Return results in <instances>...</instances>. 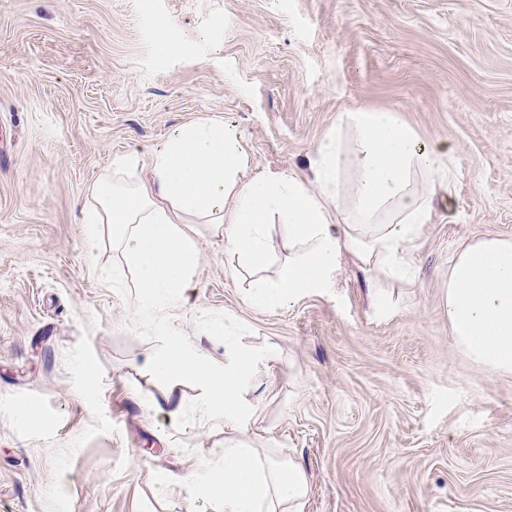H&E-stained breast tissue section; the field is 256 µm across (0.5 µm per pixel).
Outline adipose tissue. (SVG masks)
I'll list each match as a JSON object with an SVG mask.
<instances>
[{"label":"adipose tissue","instance_id":"obj_1","mask_svg":"<svg viewBox=\"0 0 512 512\" xmlns=\"http://www.w3.org/2000/svg\"><path fill=\"white\" fill-rule=\"evenodd\" d=\"M453 150L427 145L387 110L343 113L335 133L314 152L311 176L248 179L247 156L236 131L202 120L180 126L142 162L116 155L91 188L84 211L86 247L110 237L135 274L137 309L158 314L187 303L195 288L200 250L197 224H213L226 248L262 266L269 231L285 254L275 277L255 280L246 299L275 312L306 290L329 284L342 253L359 265L405 278L413 244L438 194L456 172ZM448 325L456 345L493 373H512V239L488 236L463 246L448 269ZM272 352L239 353L224 335V358L198 352L184 337H168L145 364L163 381L147 409L172 424L185 417L176 387L199 382L201 408L224 419V460L199 465L181 480L196 499L218 512H302L308 478L292 461L260 451L245 437L262 397L246 381Z\"/></svg>","mask_w":512,"mask_h":512}]
</instances>
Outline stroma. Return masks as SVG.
<instances>
[{"instance_id":"1","label":"stroma","mask_w":512,"mask_h":512,"mask_svg":"<svg viewBox=\"0 0 512 512\" xmlns=\"http://www.w3.org/2000/svg\"><path fill=\"white\" fill-rule=\"evenodd\" d=\"M364 108L456 149L410 280L345 252L329 287L264 312L197 224L193 304L161 328L137 316L111 241L86 249L82 210L113 155L149 158L209 119L238 133L248 176L305 177ZM0 152V512H205L155 479L221 463L223 419L171 425L141 403L169 331L223 359L214 320L242 352L276 354L251 376L266 396L249 437L302 467V512H512V374L467 358L444 301L461 247L512 238V0H0ZM19 406L39 422L15 423Z\"/></svg>"}]
</instances>
